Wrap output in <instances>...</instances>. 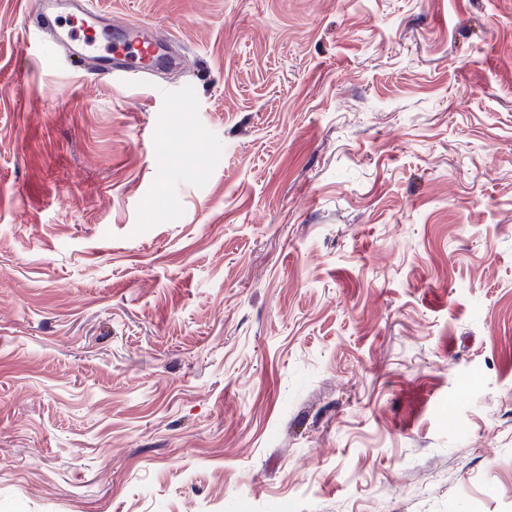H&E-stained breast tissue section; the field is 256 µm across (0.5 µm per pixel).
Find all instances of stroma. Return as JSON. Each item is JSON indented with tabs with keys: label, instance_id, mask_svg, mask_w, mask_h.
I'll list each match as a JSON object with an SVG mask.
<instances>
[{
	"label": "stroma",
	"instance_id": "1",
	"mask_svg": "<svg viewBox=\"0 0 512 512\" xmlns=\"http://www.w3.org/2000/svg\"><path fill=\"white\" fill-rule=\"evenodd\" d=\"M86 2L188 65L0 0V512H512V0ZM42 14V22L55 33L53 43L77 45V53L84 55L89 62L88 74L98 77L124 76L125 78L148 79L159 57L161 40L145 34V25L140 24L112 33L102 47H94L89 41V33L97 31L98 17L86 6H75L73 1H65L69 11L60 12V1L47 0Z\"/></svg>",
	"mask_w": 512,
	"mask_h": 512
}]
</instances>
